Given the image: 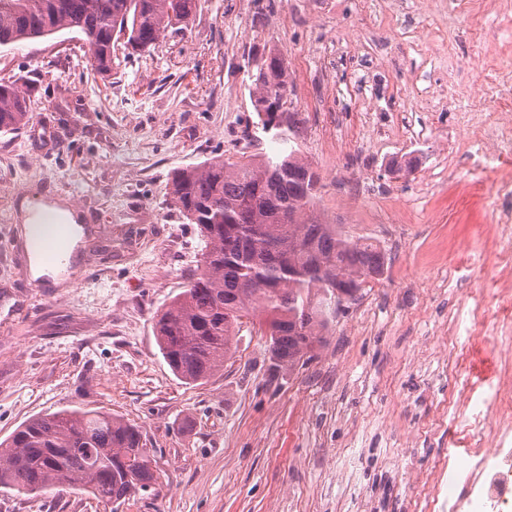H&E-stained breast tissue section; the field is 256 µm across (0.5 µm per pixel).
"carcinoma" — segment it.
Masks as SVG:
<instances>
[{"label": "carcinoma", "instance_id": "obj_1", "mask_svg": "<svg viewBox=\"0 0 512 512\" xmlns=\"http://www.w3.org/2000/svg\"><path fill=\"white\" fill-rule=\"evenodd\" d=\"M199 0H0V47L65 29L84 33L91 65L112 72L119 40L134 52L182 30ZM262 129L266 104L288 89L283 59L268 52L251 74ZM32 88L0 81V133L28 124ZM272 156L211 159L177 170L172 206L205 241L199 273L156 316L154 334L172 371L204 382L224 366L243 320L258 323L274 365L293 369L313 357L335 310L334 287L384 273L379 244L352 241L314 215L319 176L297 156L284 130ZM157 476L140 429L102 410H60L34 417L0 442V488L32 494L54 486L121 502L154 488Z\"/></svg>", "mask_w": 512, "mask_h": 512}]
</instances>
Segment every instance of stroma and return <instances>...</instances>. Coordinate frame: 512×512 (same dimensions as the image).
Masks as SVG:
<instances>
[{
    "label": "stroma",
    "instance_id": "obj_1",
    "mask_svg": "<svg viewBox=\"0 0 512 512\" xmlns=\"http://www.w3.org/2000/svg\"><path fill=\"white\" fill-rule=\"evenodd\" d=\"M357 0H201L187 29L90 66L75 29L0 49V79L36 84L29 123L0 134V441L23 422L100 409L137 425L156 489L122 503L52 487L0 489V512H412L441 461L464 455L465 419L505 387L512 315L497 297L512 247L493 191L512 168L476 173L448 155L476 67H512L505 0L481 27L448 0H390L391 24ZM442 30L415 52L400 33ZM279 53L299 155L316 170V211L388 258L338 311L313 359L274 369L267 338L243 323L207 382L179 379L154 337L156 314L205 248L171 205L174 172L216 157L270 153L256 126L254 55ZM455 105L441 103L448 84ZM422 90L437 112L411 106ZM412 159L413 171L393 162ZM64 201L85 219L74 265L33 278L24 206ZM473 346L449 366L455 347Z\"/></svg>",
    "mask_w": 512,
    "mask_h": 512
}]
</instances>
